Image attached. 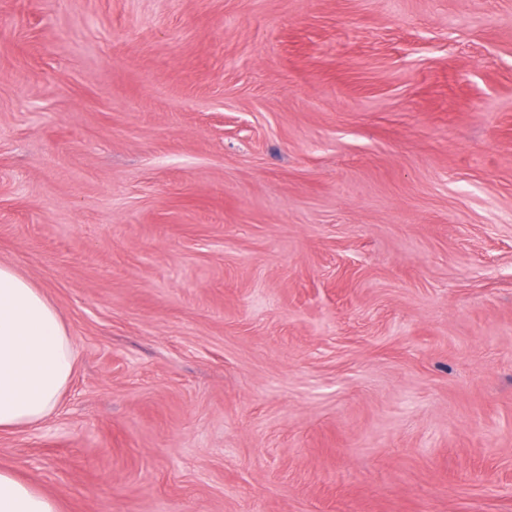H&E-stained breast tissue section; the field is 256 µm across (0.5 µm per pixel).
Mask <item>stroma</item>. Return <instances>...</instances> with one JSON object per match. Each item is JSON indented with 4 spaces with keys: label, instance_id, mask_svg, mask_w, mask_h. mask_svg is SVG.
<instances>
[{
    "label": "stroma",
    "instance_id": "35a3bbf8",
    "mask_svg": "<svg viewBox=\"0 0 512 512\" xmlns=\"http://www.w3.org/2000/svg\"><path fill=\"white\" fill-rule=\"evenodd\" d=\"M0 263L62 512H512V0H0ZM75 362L74 341L53 304L0 263V431L33 427L50 415Z\"/></svg>",
    "mask_w": 512,
    "mask_h": 512
}]
</instances>
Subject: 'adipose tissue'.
<instances>
[{
	"label": "adipose tissue",
	"mask_w": 512,
	"mask_h": 512,
	"mask_svg": "<svg viewBox=\"0 0 512 512\" xmlns=\"http://www.w3.org/2000/svg\"><path fill=\"white\" fill-rule=\"evenodd\" d=\"M76 350L57 310L38 288L0 263V431L50 415L73 374ZM0 512H60L58 502L0 469Z\"/></svg>",
	"instance_id": "obj_1"
}]
</instances>
